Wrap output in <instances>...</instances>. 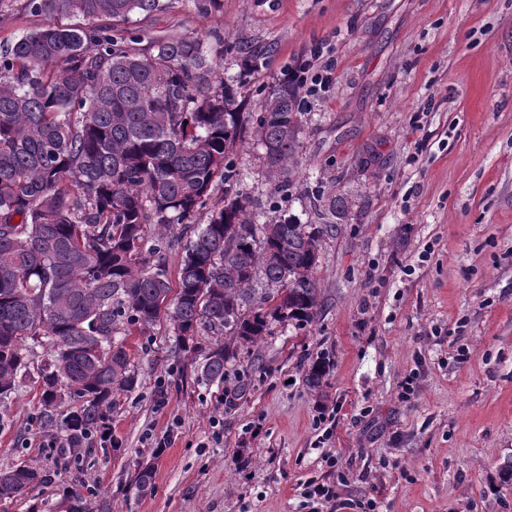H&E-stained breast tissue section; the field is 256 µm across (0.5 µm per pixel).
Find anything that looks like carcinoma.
Here are the masks:
<instances>
[{
    "label": "carcinoma",
    "mask_w": 512,
    "mask_h": 512,
    "mask_svg": "<svg viewBox=\"0 0 512 512\" xmlns=\"http://www.w3.org/2000/svg\"><path fill=\"white\" fill-rule=\"evenodd\" d=\"M174 2L25 0L45 23L0 44V405L38 384V429L66 431L62 467L107 439L117 397L139 386L123 340L134 330L168 321L179 345L202 353L196 383L212 384L234 345L259 344L276 322L309 324L320 307L314 270L336 225L256 224L249 197L214 200L239 176L232 153L247 137L278 186L298 164L296 89L277 86L246 115L215 79L224 53L240 58L242 82L272 45L207 48L198 37L57 21L151 16ZM207 207V223H195ZM178 227L193 236L174 288L167 251ZM328 372L325 358L309 362V389L321 392ZM50 482L38 466L0 469V499Z\"/></svg>",
    "instance_id": "obj_1"
}]
</instances>
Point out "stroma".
<instances>
[{
  "label": "stroma",
  "instance_id": "stroma-1",
  "mask_svg": "<svg viewBox=\"0 0 512 512\" xmlns=\"http://www.w3.org/2000/svg\"><path fill=\"white\" fill-rule=\"evenodd\" d=\"M123 29L274 43L239 90L243 112L310 49L330 50L336 84L301 112L288 189L250 140L229 188L258 223L335 225L321 307L238 348L219 385L194 381L166 322L127 337L141 384L112 415L121 448L93 440L80 466L0 512H64L74 491L86 512H309L313 479L374 512H512L499 477L512 457V0H175ZM320 356L316 394L304 367ZM38 405L28 382L0 407V469L47 465L62 446L36 430ZM329 362L324 357L317 358L305 367V381L310 390L319 394L329 372Z\"/></svg>",
  "mask_w": 512,
  "mask_h": 512
}]
</instances>
